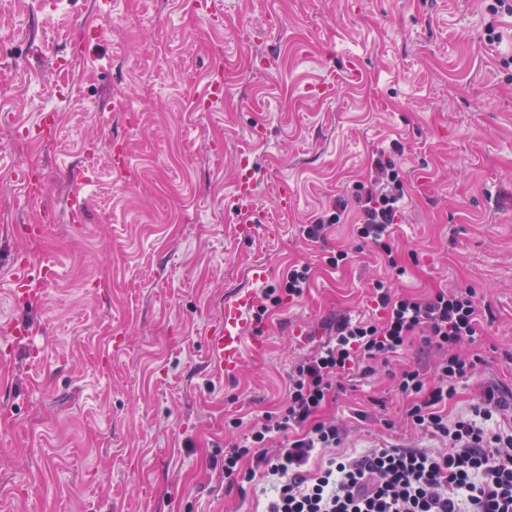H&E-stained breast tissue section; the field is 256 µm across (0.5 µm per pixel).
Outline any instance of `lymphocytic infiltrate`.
I'll list each match as a JSON object with an SVG mask.
<instances>
[{
  "instance_id": "1",
  "label": "lymphocytic infiltrate",
  "mask_w": 512,
  "mask_h": 512,
  "mask_svg": "<svg viewBox=\"0 0 512 512\" xmlns=\"http://www.w3.org/2000/svg\"><path fill=\"white\" fill-rule=\"evenodd\" d=\"M402 153L396 143L390 155H378L373 165L382 182L358 184L354 195L357 236L387 255L393 252L389 228L406 196ZM373 303L376 317L342 319L327 344L293 365L286 404L258 422L242 446L225 453V475L268 479L274 495L265 512H512V430L488 426L506 407L499 389L485 387L468 414L448 415L458 380L477 364L454 351L480 333L473 289L440 288L419 299L392 295L380 281ZM418 335L442 359L431 378L421 368L404 369L399 388L414 397L406 411L411 425L439 438L444 449L371 448L329 458L310 471L318 451L342 441L341 426L321 416L340 379L371 373L373 362H388ZM282 433L287 441L268 453V443Z\"/></svg>"
}]
</instances>
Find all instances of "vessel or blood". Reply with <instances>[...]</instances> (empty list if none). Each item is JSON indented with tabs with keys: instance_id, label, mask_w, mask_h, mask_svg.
<instances>
[{
	"instance_id": "1",
	"label": "vessel or blood",
	"mask_w": 512,
	"mask_h": 512,
	"mask_svg": "<svg viewBox=\"0 0 512 512\" xmlns=\"http://www.w3.org/2000/svg\"><path fill=\"white\" fill-rule=\"evenodd\" d=\"M85 176L81 172H73V190L70 201V217L72 222H82L88 199L82 191ZM237 212L240 223L253 224L257 221V210L254 190L248 182L242 181L235 186ZM255 295L252 291H241L224 305V326L219 335L210 337L208 351L212 359L214 372L220 375L236 373L241 354L245 347L262 350L263 344L251 318Z\"/></svg>"
}]
</instances>
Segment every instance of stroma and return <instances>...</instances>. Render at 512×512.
Instances as JSON below:
<instances>
[{
    "instance_id": "obj_1",
    "label": "stroma",
    "mask_w": 512,
    "mask_h": 512,
    "mask_svg": "<svg viewBox=\"0 0 512 512\" xmlns=\"http://www.w3.org/2000/svg\"><path fill=\"white\" fill-rule=\"evenodd\" d=\"M0 0V324L14 335L0 368V512H261L262 481L225 477L215 454L286 401L293 364L337 322L370 314L376 281L403 295L471 288L480 356L449 415L483 387L512 392V0ZM99 30L88 39L84 26ZM84 52L82 65L71 62ZM357 62L356 80H322ZM224 95L202 102L215 69ZM49 140L27 127L43 110ZM404 147L406 198L392 256L333 225L371 176L373 154ZM125 145L123 172L112 166ZM30 167V196L14 169ZM87 175L81 223L68 215L70 169ZM247 178L263 214L237 231ZM292 195L281 209L280 187ZM40 223V238L24 230ZM34 262L41 290L14 294L11 262ZM347 252L333 266L329 257ZM262 264L264 282L250 269ZM404 274H396L395 265ZM308 266L303 297H282L258 330L266 349L215 375L207 338L238 291L264 296ZM441 360L414 340L374 374L341 381L324 408L341 452L435 447L405 419L399 372Z\"/></svg>"
}]
</instances>
